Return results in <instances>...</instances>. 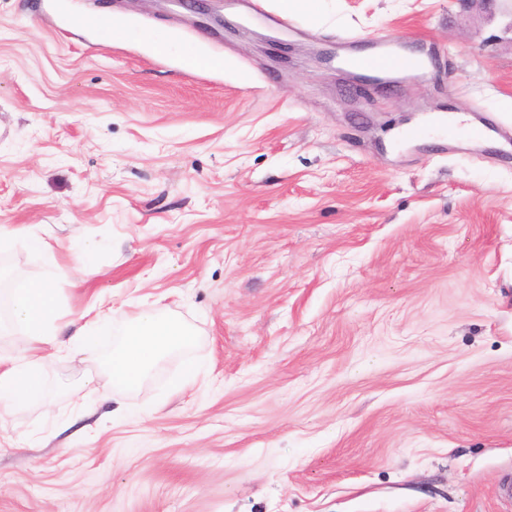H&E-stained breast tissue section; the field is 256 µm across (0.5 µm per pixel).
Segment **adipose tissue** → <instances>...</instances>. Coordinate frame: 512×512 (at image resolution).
Masks as SVG:
<instances>
[{"label": "adipose tissue", "instance_id": "adipose-tissue-1", "mask_svg": "<svg viewBox=\"0 0 512 512\" xmlns=\"http://www.w3.org/2000/svg\"><path fill=\"white\" fill-rule=\"evenodd\" d=\"M54 283L50 267L36 280L0 270V330L40 340L56 336L60 327ZM192 338L190 329L159 314L143 313L120 333L111 360L113 384L123 389L137 386L161 354L186 347ZM45 397L40 356L33 353L0 367V409Z\"/></svg>", "mask_w": 512, "mask_h": 512}]
</instances>
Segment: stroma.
<instances>
[{"mask_svg": "<svg viewBox=\"0 0 512 512\" xmlns=\"http://www.w3.org/2000/svg\"><path fill=\"white\" fill-rule=\"evenodd\" d=\"M255 1L0 0V268L108 322L0 335L55 411H0V512H512V152L424 131L512 124V0ZM343 33L426 78L356 89L313 56ZM156 310L195 344L113 388L112 325Z\"/></svg>", "mask_w": 512, "mask_h": 512, "instance_id": "obj_1", "label": "stroma"}]
</instances>
